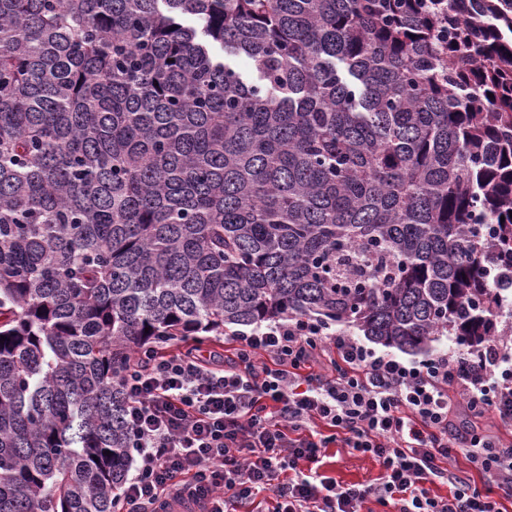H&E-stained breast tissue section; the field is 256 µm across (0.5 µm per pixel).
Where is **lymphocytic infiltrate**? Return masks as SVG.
I'll list each match as a JSON object with an SVG mask.
<instances>
[{
	"instance_id": "obj_1",
	"label": "lymphocytic infiltrate",
	"mask_w": 512,
	"mask_h": 512,
	"mask_svg": "<svg viewBox=\"0 0 512 512\" xmlns=\"http://www.w3.org/2000/svg\"><path fill=\"white\" fill-rule=\"evenodd\" d=\"M231 361L196 348L137 355L118 380L130 476L117 512H161L181 497L204 512H237L272 495L267 512H503L512 497V444L470 428L448 436L455 404L512 427V333L465 355L425 361L377 351L346 331L292 318L238 333ZM371 455L369 485L322 475L326 448ZM464 454L492 476L484 491L448 465ZM448 482L447 496L432 483Z\"/></svg>"
}]
</instances>
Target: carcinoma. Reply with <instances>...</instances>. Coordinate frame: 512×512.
Masks as SVG:
<instances>
[{"mask_svg": "<svg viewBox=\"0 0 512 512\" xmlns=\"http://www.w3.org/2000/svg\"><path fill=\"white\" fill-rule=\"evenodd\" d=\"M487 268L512 0H0V512H115L135 353L288 318L467 350Z\"/></svg>", "mask_w": 512, "mask_h": 512, "instance_id": "obj_1", "label": "carcinoma"}]
</instances>
